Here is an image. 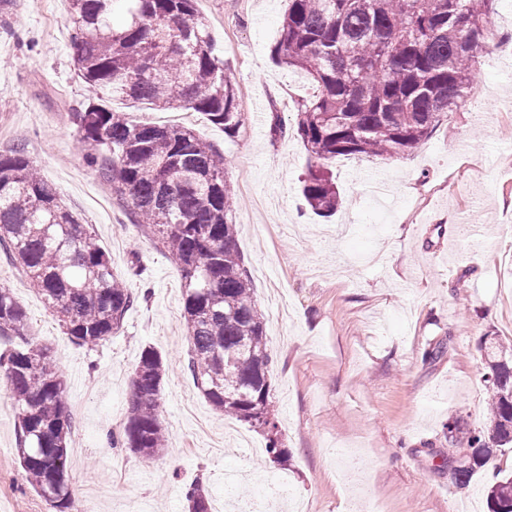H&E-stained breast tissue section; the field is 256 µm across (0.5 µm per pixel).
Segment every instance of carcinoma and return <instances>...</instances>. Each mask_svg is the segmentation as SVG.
<instances>
[{
  "mask_svg": "<svg viewBox=\"0 0 512 512\" xmlns=\"http://www.w3.org/2000/svg\"><path fill=\"white\" fill-rule=\"evenodd\" d=\"M74 68L89 87L156 110H193L233 138L239 92L215 54L196 0H69ZM495 0H288L271 49L304 74L316 94L297 103L295 134L311 164L302 194L331 215L341 196L330 168L340 156L394 157L427 140L443 114L464 103L492 42ZM83 161L94 168L133 224L156 234L184 279L190 342L185 370L216 411L260 428L266 451L288 461L270 399L271 356L264 317L241 262L229 217L233 189L224 157L189 128L140 123L93 99L70 113ZM0 250L18 263L77 344L116 334L139 296L112 271L106 251L59 198L24 149L0 153ZM22 342L0 355L16 404L20 464L55 512H76L67 480L72 418L51 350L27 339V318L0 289V338ZM486 429L448 473L457 487L493 450L512 448V364L505 346L484 343ZM166 364L143 349L119 436L145 459L165 447L161 390ZM190 512H211L207 491L185 492ZM488 512H512V476L487 488Z\"/></svg>",
  "mask_w": 512,
  "mask_h": 512,
  "instance_id": "1",
  "label": "carcinoma"
}]
</instances>
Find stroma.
Returning <instances> with one entry per match:
<instances>
[{
	"label": "stroma",
	"mask_w": 512,
	"mask_h": 512,
	"mask_svg": "<svg viewBox=\"0 0 512 512\" xmlns=\"http://www.w3.org/2000/svg\"><path fill=\"white\" fill-rule=\"evenodd\" d=\"M287 0H197L219 55L246 106L236 135L193 111L159 112L106 99L115 110L157 125L191 128L223 152L235 191L238 245L265 318L272 358L271 399L291 457L270 461L262 432L216 411L185 371L188 339L183 279L147 225L130 223L79 155L69 119L95 93L74 70L68 0H21L0 28V151L25 148L64 202L89 224L115 274L146 299L122 329L94 347L75 344L0 255V288L28 316V337L51 348L73 418L68 484L98 512H188L184 492L200 483L211 498L247 504L260 484L309 503L311 512H487L485 489L512 472V449L494 451L455 488L444 464L465 457L466 429L488 424L485 337L512 345V115L476 123L497 97L512 94V56L480 67L485 95L444 114L431 137L399 158L339 157L332 164L343 204L316 215L302 195L309 156L296 135L272 138L269 116L294 127L298 99L315 88L270 58ZM385 180L371 200L362 176ZM443 344L428 360L430 346ZM166 360L162 421L166 446L146 461L112 445L130 405L145 347ZM460 419L462 433L446 425ZM15 407L0 381V512H54L26 479L16 454ZM357 459L342 475L339 445ZM249 478L225 488L227 473Z\"/></svg>",
	"instance_id": "35a3bbf8"
}]
</instances>
